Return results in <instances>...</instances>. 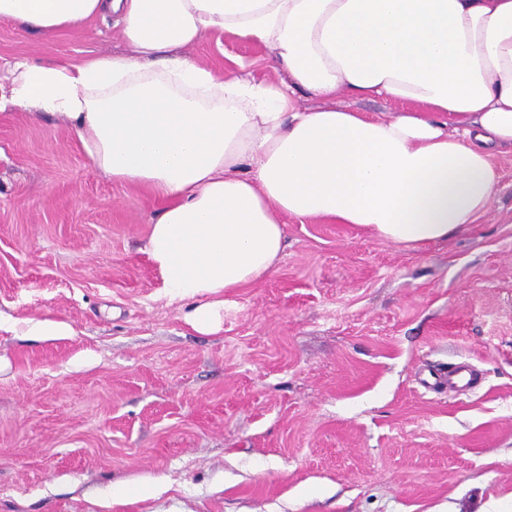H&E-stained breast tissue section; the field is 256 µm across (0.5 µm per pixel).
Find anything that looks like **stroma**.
Segmentation results:
<instances>
[{
  "label": "stroma",
  "mask_w": 512,
  "mask_h": 512,
  "mask_svg": "<svg viewBox=\"0 0 512 512\" xmlns=\"http://www.w3.org/2000/svg\"><path fill=\"white\" fill-rule=\"evenodd\" d=\"M123 51L109 19L49 41L0 22V83ZM188 54L281 78L230 34ZM493 161L488 212L420 249L288 219L201 335L145 251L162 199L65 122L0 112V512H512V145ZM46 319L71 335L27 332ZM460 362L475 388L422 387Z\"/></svg>",
  "instance_id": "stroma-1"
}]
</instances>
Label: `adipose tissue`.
<instances>
[{
  "mask_svg": "<svg viewBox=\"0 0 512 512\" xmlns=\"http://www.w3.org/2000/svg\"><path fill=\"white\" fill-rule=\"evenodd\" d=\"M112 17L128 55L15 60L0 111L65 119L93 167L165 199L146 252L194 331L269 276L285 217L419 248L476 223L512 144V0H0L52 38ZM263 46L284 78L225 77L184 55L208 32ZM305 92L324 108H303ZM405 103L387 117L337 96Z\"/></svg>",
  "mask_w": 512,
  "mask_h": 512,
  "instance_id": "adipose-tissue-1",
  "label": "adipose tissue"
}]
</instances>
